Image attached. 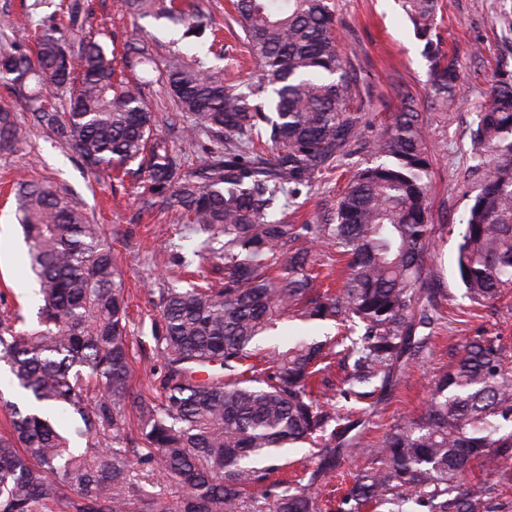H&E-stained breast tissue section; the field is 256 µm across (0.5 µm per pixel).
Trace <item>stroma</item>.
I'll return each mask as SVG.
<instances>
[{"label":"stroma","instance_id":"35a3bbf8","mask_svg":"<svg viewBox=\"0 0 512 512\" xmlns=\"http://www.w3.org/2000/svg\"><path fill=\"white\" fill-rule=\"evenodd\" d=\"M87 2L91 12L88 29L107 33L120 42L146 38L158 64H165L178 50L187 59L206 57L211 69L229 80L246 84L255 77V67L239 38L240 30L230 17L228 0L205 2L223 36L225 55L221 58L208 52L211 35H204L202 45L180 49L176 42L181 27L150 16L131 17L119 9L116 0ZM335 6V35L344 51L345 68L357 81L353 105L364 112V134L370 137L389 122L400 90L426 99L428 62L422 42L415 37L397 0H335ZM435 34L459 85L454 107L424 113L437 251L436 258L426 264V278L444 296L443 319L404 381L368 415L363 429L368 441L424 411L429 380L448 369L467 341L479 336L499 339L504 361L512 367V288L502 291L493 302L475 304L464 294L456 264L459 222L477 191L476 184L468 179L471 128L487 102L490 87L512 78V0H439ZM22 135L21 150H0V312L21 316L28 330L37 324V285L28 274L27 248L14 218L11 192L22 177L67 189L84 204L90 221L103 225L130 292V342L140 345L149 336L156 315L151 303L153 292L166 282L184 283L186 268L179 262L178 251L170 246L177 237V225L170 215L160 212L139 215L134 184L111 190L107 176L84 171L75 154L41 131L26 126ZM370 161L363 140L354 142L332 175L314 184L306 206L287 213L288 223H320L324 212L336 206L350 176ZM466 485L471 492L485 496L489 512H512V471L502 476L477 465Z\"/></svg>","mask_w":512,"mask_h":512}]
</instances>
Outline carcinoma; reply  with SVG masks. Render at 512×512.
Wrapping results in <instances>:
<instances>
[{"instance_id":"carcinoma-1","label":"carcinoma","mask_w":512,"mask_h":512,"mask_svg":"<svg viewBox=\"0 0 512 512\" xmlns=\"http://www.w3.org/2000/svg\"><path fill=\"white\" fill-rule=\"evenodd\" d=\"M430 63L428 100L444 110L457 76L433 38L438 0H400ZM122 10L166 19L183 36L210 19L187 0H119ZM235 21L258 66L241 88L203 59L154 71L149 42H128L122 59L137 79L116 77L115 50L74 43L83 0H34L37 26L0 54V76L35 104L31 126L72 148L92 174L137 182L140 210L169 213L182 249L224 265L214 283L203 271L186 288H159L149 341L161 360L160 396L132 389L128 303L112 243L84 207L54 186L21 181L15 200L38 284L37 326L0 318V361L21 399L0 397L10 433L0 435V512H241L248 489L262 488L273 512H317L312 488L345 460L368 464L352 477L336 512L384 507L407 512H488L462 488L472 461L512 468V368L495 340L462 346L453 366L430 381L424 412L366 447L351 396L391 391L442 320L439 291L425 287L434 249L430 162L420 104L409 92L387 128L368 140L373 163L350 181L323 224L276 215L301 208L313 184L336 167L365 127L350 106L355 89L334 35L330 0H234ZM35 38L34 51L23 43ZM170 93L177 139L155 132L146 91ZM69 90L68 111L45 105L43 87ZM17 114L0 107V149L20 141ZM478 192L462 217L457 267L469 299L493 300L512 286V81L490 92L471 129ZM337 249L339 292L314 289L318 248ZM348 323L334 343L306 337L261 353L288 313ZM341 350H336V347ZM343 376L332 380L328 359ZM143 458L184 488L162 503L130 483L137 444ZM307 443L319 468L297 486L267 482L275 462Z\"/></svg>"}]
</instances>
